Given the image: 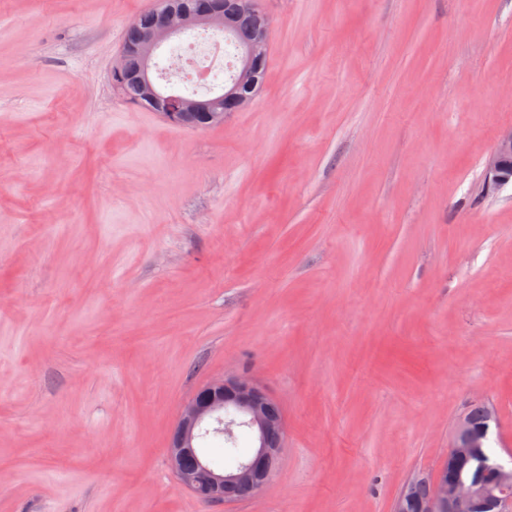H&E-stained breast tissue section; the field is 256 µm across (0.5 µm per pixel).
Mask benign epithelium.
<instances>
[{
    "mask_svg": "<svg viewBox=\"0 0 512 512\" xmlns=\"http://www.w3.org/2000/svg\"><path fill=\"white\" fill-rule=\"evenodd\" d=\"M250 24L255 37L240 45L237 78L216 95L186 97L163 89L154 72L155 52L174 36L193 30H222ZM136 40L123 42L121 55L134 52L139 67L128 76L140 95L151 101L167 122L188 129L222 125L235 112L247 107L256 96L258 63L269 50L271 20L253 2L244 11L226 13L214 0H198L190 8L182 0H157L156 6L133 23ZM512 185V127L502 131L485 165V186L499 190ZM277 401L252 377L233 375L215 379L197 392L180 410L167 448L168 460L179 482L204 502H226L224 490L247 484L253 497H261L273 483L283 460L286 421L274 412ZM230 412L254 434L253 453L233 467H216L200 451L201 431L216 425ZM488 428L463 433L448 448L445 470H453L467 449L485 438ZM492 472L498 477L494 496L498 512H512V457L497 461ZM485 489L464 485L445 472L437 476L432 495L418 505L419 512H474Z\"/></svg>",
    "mask_w": 512,
    "mask_h": 512,
    "instance_id": "benign-epithelium-1",
    "label": "benign epithelium"
}]
</instances>
